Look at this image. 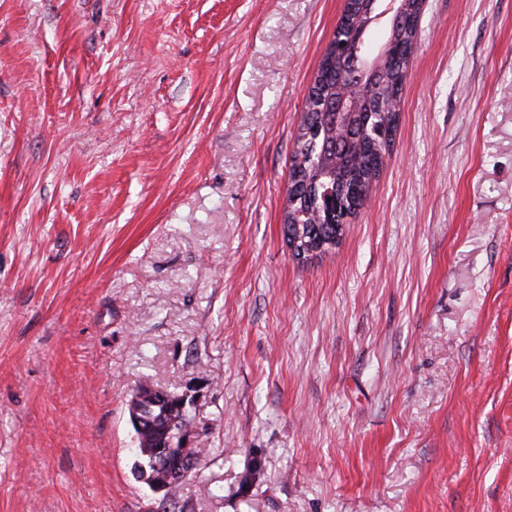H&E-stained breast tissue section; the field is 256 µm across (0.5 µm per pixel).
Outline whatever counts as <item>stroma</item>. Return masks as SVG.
Returning <instances> with one entry per match:
<instances>
[{"label": "stroma", "mask_w": 512, "mask_h": 512, "mask_svg": "<svg viewBox=\"0 0 512 512\" xmlns=\"http://www.w3.org/2000/svg\"><path fill=\"white\" fill-rule=\"evenodd\" d=\"M345 0H0V512H512V0H425L368 201L282 208ZM192 392V388H185L181 396L173 399L168 391L147 384L137 386L129 400V412L137 432L143 435L152 427L154 411L163 404L165 406L162 417L177 413L183 415L186 410L192 409L197 402L196 392ZM195 430L192 425L181 428L176 446L167 445L169 436L160 432V439L167 448H147L142 436L143 456L149 458L153 473L149 479V486L157 493L164 492V498L170 499L177 485L185 481L196 468L194 456L189 455ZM179 459L175 466L171 462Z\"/></svg>", "instance_id": "obj_1"}]
</instances>
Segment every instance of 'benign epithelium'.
<instances>
[{
    "label": "benign epithelium",
    "instance_id": "benign-epithelium-1",
    "mask_svg": "<svg viewBox=\"0 0 512 512\" xmlns=\"http://www.w3.org/2000/svg\"><path fill=\"white\" fill-rule=\"evenodd\" d=\"M365 5L367 22L353 27L341 35L344 23H339L333 38L326 46V52L336 62V96L328 100V106L337 116L346 117L353 111L354 99L358 92L380 78L384 67L393 61V36L402 31L408 22L407 0H359ZM383 28L388 34L373 62L366 61L362 45L366 42L368 29ZM197 396L188 387L184 393L173 399L168 392L147 384L137 386L129 400V412L138 433L143 434L153 425V414L164 406V414H184L195 406ZM195 430L184 426L178 435L177 444L165 448H141L143 456L149 458L153 473L149 486L164 498L172 497L177 485L185 481L196 468L194 456L189 454Z\"/></svg>",
    "mask_w": 512,
    "mask_h": 512
}]
</instances>
